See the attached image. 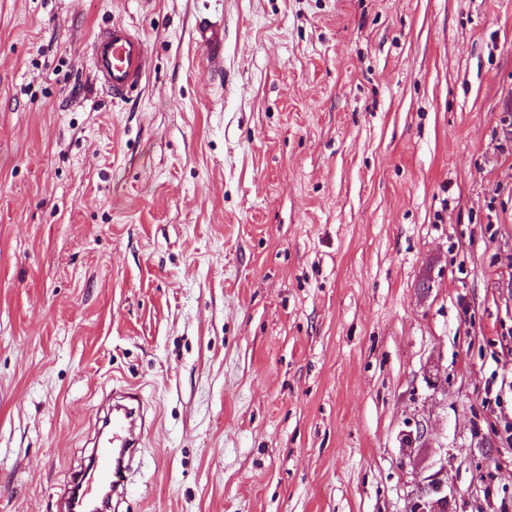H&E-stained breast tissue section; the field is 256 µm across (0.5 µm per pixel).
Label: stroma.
<instances>
[{"label": "stroma", "mask_w": 512, "mask_h": 512, "mask_svg": "<svg viewBox=\"0 0 512 512\" xmlns=\"http://www.w3.org/2000/svg\"><path fill=\"white\" fill-rule=\"evenodd\" d=\"M511 123L512 0H0V512L128 383L120 512H512ZM194 30L203 64L211 74L220 76L224 72V26L204 17L196 23ZM146 39L130 26L114 22L91 44L96 77L114 100L128 99L145 76Z\"/></svg>", "instance_id": "35a3bbf8"}]
</instances>
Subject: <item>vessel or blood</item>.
Here are the masks:
<instances>
[{"mask_svg": "<svg viewBox=\"0 0 512 512\" xmlns=\"http://www.w3.org/2000/svg\"><path fill=\"white\" fill-rule=\"evenodd\" d=\"M202 62L211 74L224 71V27L209 18L195 25ZM147 42L130 26L112 23L99 31L91 44V57L101 86L116 100L128 99L145 76ZM144 398L136 387L112 391V409L102 420L101 441L89 468L64 492L61 512H101L104 500L127 497L131 463L152 428L143 414Z\"/></svg>", "mask_w": 512, "mask_h": 512, "instance_id": "b4317fda", "label": "vessel or blood"}]
</instances>
